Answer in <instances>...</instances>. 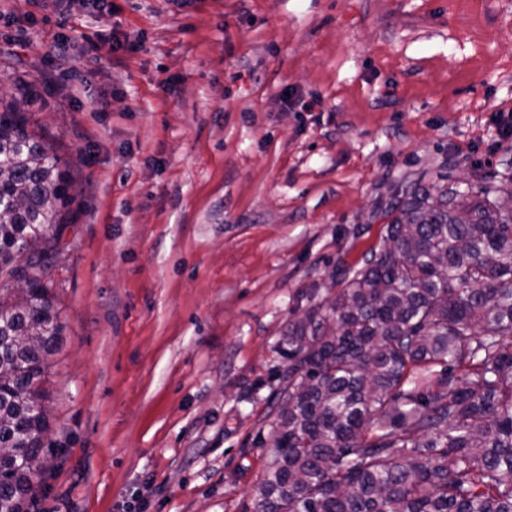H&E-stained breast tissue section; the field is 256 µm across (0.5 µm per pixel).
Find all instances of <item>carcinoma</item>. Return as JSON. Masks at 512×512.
Instances as JSON below:
<instances>
[{
    "mask_svg": "<svg viewBox=\"0 0 512 512\" xmlns=\"http://www.w3.org/2000/svg\"><path fill=\"white\" fill-rule=\"evenodd\" d=\"M0 93V262L59 242L74 182L29 130L33 84ZM409 182L383 243L288 325L278 420L253 512H512V187ZM51 287L0 284V512L50 468L42 381ZM368 440L361 439L367 424Z\"/></svg>",
    "mask_w": 512,
    "mask_h": 512,
    "instance_id": "cac0c4a2",
    "label": "carcinoma"
}]
</instances>
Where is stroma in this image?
Listing matches in <instances>:
<instances>
[{"label": "stroma", "mask_w": 512, "mask_h": 512, "mask_svg": "<svg viewBox=\"0 0 512 512\" xmlns=\"http://www.w3.org/2000/svg\"><path fill=\"white\" fill-rule=\"evenodd\" d=\"M17 79L75 182L25 512H252L289 323L407 181H512V0H0Z\"/></svg>", "instance_id": "35a3bbf8"}]
</instances>
